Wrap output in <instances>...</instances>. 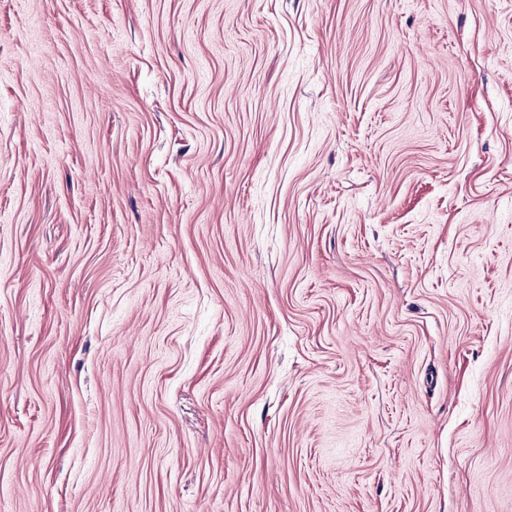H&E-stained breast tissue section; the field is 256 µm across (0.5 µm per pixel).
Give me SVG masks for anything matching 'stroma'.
Returning a JSON list of instances; mask_svg holds the SVG:
<instances>
[{"instance_id":"35a3bbf8","label":"stroma","mask_w":512,"mask_h":512,"mask_svg":"<svg viewBox=\"0 0 512 512\" xmlns=\"http://www.w3.org/2000/svg\"><path fill=\"white\" fill-rule=\"evenodd\" d=\"M0 512H512V0H0Z\"/></svg>"}]
</instances>
